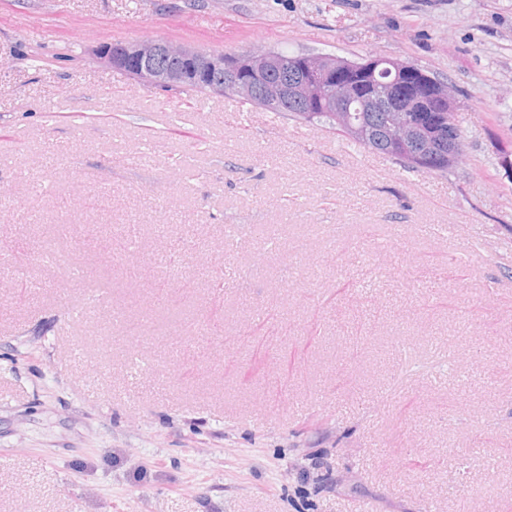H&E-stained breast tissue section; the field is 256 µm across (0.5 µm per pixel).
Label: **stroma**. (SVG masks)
Wrapping results in <instances>:
<instances>
[{
	"label": "stroma",
	"mask_w": 512,
	"mask_h": 512,
	"mask_svg": "<svg viewBox=\"0 0 512 512\" xmlns=\"http://www.w3.org/2000/svg\"><path fill=\"white\" fill-rule=\"evenodd\" d=\"M132 39L409 62L465 157L239 126ZM0 512H512V0H0Z\"/></svg>",
	"instance_id": "stroma-1"
}]
</instances>
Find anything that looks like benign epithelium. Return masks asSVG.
Listing matches in <instances>:
<instances>
[{
  "label": "benign epithelium",
  "mask_w": 512,
  "mask_h": 512,
  "mask_svg": "<svg viewBox=\"0 0 512 512\" xmlns=\"http://www.w3.org/2000/svg\"><path fill=\"white\" fill-rule=\"evenodd\" d=\"M99 58L112 68L139 81L161 87L204 84L211 93H224L243 100H258L275 109L290 106L304 112H336L348 123V113L383 104L384 126L408 149L416 150L419 166L428 168L417 149V130L402 117L421 112L438 126L453 130L456 104L446 85L425 80L419 73L417 86L404 81L415 67L400 60L369 55L359 61H331L325 56L301 54L296 66L270 50H250L224 57L183 43L163 40H128L106 43Z\"/></svg>",
  "instance_id": "7a95c632"
}]
</instances>
